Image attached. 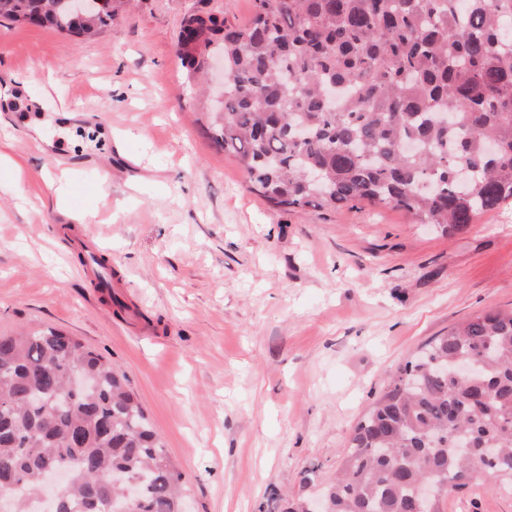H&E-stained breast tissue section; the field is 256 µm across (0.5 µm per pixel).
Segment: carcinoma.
Segmentation results:
<instances>
[{
	"label": "carcinoma",
	"instance_id": "obj_1",
	"mask_svg": "<svg viewBox=\"0 0 512 512\" xmlns=\"http://www.w3.org/2000/svg\"><path fill=\"white\" fill-rule=\"evenodd\" d=\"M0 0V19L31 14L81 42L129 0ZM512 0H254L186 18L185 67L224 60L227 85L211 139L235 155L250 190L279 208L390 205L460 232L512 200ZM469 170L459 183L455 172ZM474 372L460 376L455 366ZM69 406L52 412L72 370ZM65 470L59 512H121L119 474L139 512H183L186 480L124 373L56 328L0 335V482L9 508L36 512L47 467ZM512 478V309L433 338L391 376L355 426L324 512H440L441 494Z\"/></svg>",
	"mask_w": 512,
	"mask_h": 512
}]
</instances>
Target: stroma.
<instances>
[{"instance_id":"1","label":"stroma","mask_w":512,"mask_h":512,"mask_svg":"<svg viewBox=\"0 0 512 512\" xmlns=\"http://www.w3.org/2000/svg\"><path fill=\"white\" fill-rule=\"evenodd\" d=\"M221 11L248 21L253 0H139L86 42L0 22V88L27 99L0 113V333L52 326L119 365L187 512H281L411 355L512 308V202L451 234L389 205H269L178 54L183 18ZM74 230L100 236L111 294ZM440 510L512 512V484Z\"/></svg>"}]
</instances>
